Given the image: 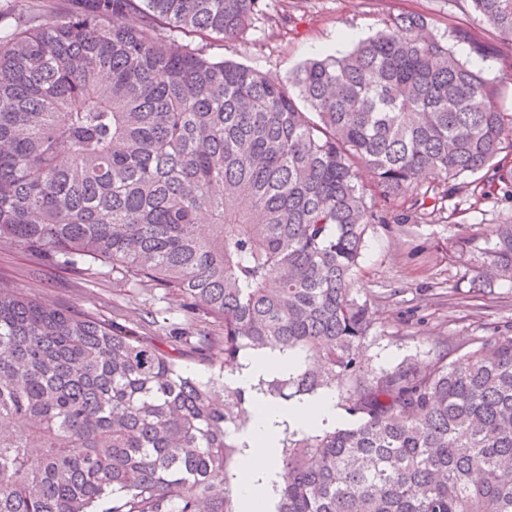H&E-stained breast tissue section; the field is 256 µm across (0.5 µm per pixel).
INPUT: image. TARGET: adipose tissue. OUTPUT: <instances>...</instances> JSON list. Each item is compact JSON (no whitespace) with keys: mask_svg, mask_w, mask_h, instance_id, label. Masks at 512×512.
Masks as SVG:
<instances>
[{"mask_svg":"<svg viewBox=\"0 0 512 512\" xmlns=\"http://www.w3.org/2000/svg\"><path fill=\"white\" fill-rule=\"evenodd\" d=\"M337 417L333 394L325 393L315 399L294 402L285 407L261 401L259 410L241 435L246 442L245 477L238 487L243 507L261 504L280 466L278 441L283 425L315 427Z\"/></svg>","mask_w":512,"mask_h":512,"instance_id":"ef3b65f1","label":"adipose tissue"}]
</instances>
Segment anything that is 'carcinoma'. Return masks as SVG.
<instances>
[{
  "label": "carcinoma",
  "instance_id": "1",
  "mask_svg": "<svg viewBox=\"0 0 512 512\" xmlns=\"http://www.w3.org/2000/svg\"><path fill=\"white\" fill-rule=\"evenodd\" d=\"M71 2L0 34V248L165 288L186 326L0 287V512H242L255 394L327 391L353 422L285 426L270 512H512V326L376 370L357 278L399 200H512L494 86L419 15L273 82L196 42L260 0ZM467 2L512 44V0ZM482 255L470 289L512 283V220ZM274 344L296 365L225 383Z\"/></svg>",
  "mask_w": 512,
  "mask_h": 512
}]
</instances>
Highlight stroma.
I'll return each mask as SVG.
<instances>
[{
	"instance_id": "35a3bbf8",
	"label": "stroma",
	"mask_w": 512,
	"mask_h": 512,
	"mask_svg": "<svg viewBox=\"0 0 512 512\" xmlns=\"http://www.w3.org/2000/svg\"><path fill=\"white\" fill-rule=\"evenodd\" d=\"M271 20L257 22L234 40L211 41L209 55L251 66L283 80L307 60L351 49L382 28L390 15L425 16L436 36L463 27L473 39L490 43L486 55L457 42L458 57L500 88L504 111L512 113V46L494 39L488 27L467 12L465 0H268ZM449 217L416 219L398 206L400 223L375 225L366 239L359 272V297L373 312L374 327L365 342L372 365L391 368L407 358L429 363L440 342L467 348L512 323V285L492 292L469 290L474 266L495 226L512 219V202L456 198ZM476 240L473 250L463 235ZM0 285L43 301L94 313L106 319L137 322L145 309L168 307L163 289L128 288L108 268L79 274L38 260L21 249H0Z\"/></svg>"
}]
</instances>
